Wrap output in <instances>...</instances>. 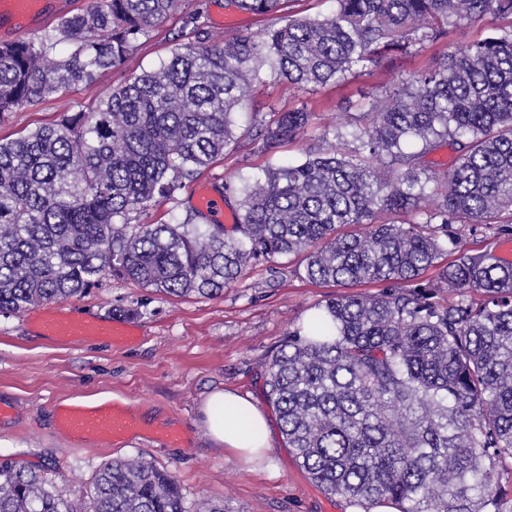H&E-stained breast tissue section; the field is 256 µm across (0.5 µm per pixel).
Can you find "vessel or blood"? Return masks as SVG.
<instances>
[{"mask_svg": "<svg viewBox=\"0 0 512 512\" xmlns=\"http://www.w3.org/2000/svg\"><path fill=\"white\" fill-rule=\"evenodd\" d=\"M56 0H0V27L12 24L16 29L30 28L39 17L54 10ZM200 210L227 224L239 223L237 213L225 210L222 196L204 193L198 201ZM40 327L49 335L59 338L74 336L109 335L113 341L130 340L132 328L122 324L104 328L98 321H87L72 315L50 314ZM59 421L74 437L80 440L113 442L132 434L139 426L136 415L116 403L94 407L68 406L58 413Z\"/></svg>", "mask_w": 512, "mask_h": 512, "instance_id": "b4317fda", "label": "vessel or blood"}]
</instances>
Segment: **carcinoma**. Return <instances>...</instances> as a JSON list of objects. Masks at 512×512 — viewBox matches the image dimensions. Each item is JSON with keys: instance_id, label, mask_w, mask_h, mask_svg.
Segmentation results:
<instances>
[{"instance_id": "cac0c4a2", "label": "carcinoma", "mask_w": 512, "mask_h": 512, "mask_svg": "<svg viewBox=\"0 0 512 512\" xmlns=\"http://www.w3.org/2000/svg\"><path fill=\"white\" fill-rule=\"evenodd\" d=\"M176 2L95 0L36 45L0 43V114L107 76ZM233 2L269 14L281 0ZM488 14L511 24L372 97L335 135L352 149L325 134L303 162L245 179L243 239L192 214L132 223L239 138L273 152L312 124L303 107L237 132L233 114L262 69L301 90L339 84ZM195 31L89 111L0 139L1 314L78 296L114 270L167 295L214 296L251 260L283 255L303 256L314 281L403 287L447 252L448 225L512 214V0H336L329 17H289L259 36ZM444 144L453 163L428 169ZM433 287L456 299L409 289L330 300L268 360L266 397L329 494L361 508L499 512L495 467L512 460V263L458 250ZM89 498L93 512H187L177 480L135 457L104 462ZM0 512L77 509L6 461Z\"/></svg>"}]
</instances>
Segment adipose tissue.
I'll return each mask as SVG.
<instances>
[{
    "label": "adipose tissue",
    "instance_id": "1",
    "mask_svg": "<svg viewBox=\"0 0 512 512\" xmlns=\"http://www.w3.org/2000/svg\"><path fill=\"white\" fill-rule=\"evenodd\" d=\"M202 415L207 435L244 462H253L269 451L268 417L248 398L232 391H213L203 404Z\"/></svg>",
    "mask_w": 512,
    "mask_h": 512
}]
</instances>
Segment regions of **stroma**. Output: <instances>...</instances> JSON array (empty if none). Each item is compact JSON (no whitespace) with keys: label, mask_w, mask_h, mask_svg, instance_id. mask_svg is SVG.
I'll return each mask as SVG.
<instances>
[{"label":"stroma","mask_w":512,"mask_h":512,"mask_svg":"<svg viewBox=\"0 0 512 512\" xmlns=\"http://www.w3.org/2000/svg\"><path fill=\"white\" fill-rule=\"evenodd\" d=\"M191 16L216 39L258 34L280 23L278 16L245 12L230 0H178L170 16L140 39L108 77L17 108L0 120V138L53 124L66 109L94 107L112 88L167 58L175 40L192 42ZM447 49L442 42L415 55L394 52L347 84L314 91L264 79L239 108L238 126L305 105L316 120L304 135L272 153L241 138L208 169L183 181L171 198L151 203L136 223L184 218L197 211L196 196L203 189L223 192L229 208L238 210L243 179L303 159L309 148L321 145L325 128L349 129L367 97L435 68ZM299 265L293 256L253 261L218 296H169L115 272L82 295L0 313V401L14 408L12 418L0 422V461L40 468L54 494L78 507L86 504L89 484L103 462L139 456L172 473L187 512H203L212 503L224 504L227 512H345L344 498L324 492L300 467L265 396L271 355L319 304L345 292L307 279ZM55 311L126 322L141 336L134 344L116 347L102 336L60 340L41 334L42 318ZM216 389L236 391L265 411L273 435L266 461L243 463L207 436L201 407ZM83 402L130 406L152 429L116 444L77 440L58 425L56 410ZM175 423L185 429L179 446L169 445L159 433Z\"/></svg>","instance_id":"obj_1"}]
</instances>
